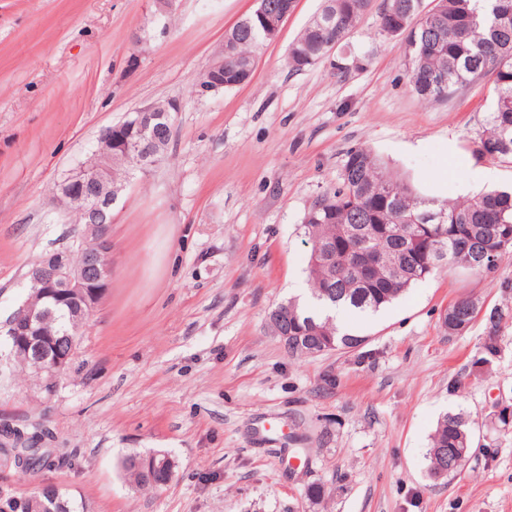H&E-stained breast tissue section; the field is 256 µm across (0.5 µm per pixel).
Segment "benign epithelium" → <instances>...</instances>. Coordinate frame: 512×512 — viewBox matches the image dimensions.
<instances>
[{"label": "benign epithelium", "instance_id": "1", "mask_svg": "<svg viewBox=\"0 0 512 512\" xmlns=\"http://www.w3.org/2000/svg\"><path fill=\"white\" fill-rule=\"evenodd\" d=\"M199 93L217 90L224 86V58L214 57L211 63L199 73L196 79ZM174 113L177 104L168 102L163 108L157 104L142 106L132 112L128 120L132 127L139 128L142 134L149 135L150 146L139 140L117 136L123 125L108 127L100 135L94 155L99 163H83L73 169L65 178L62 189L54 197L57 209L68 211L75 204H87L88 223L96 225L94 235H85L80 243L83 263L71 264L69 252L55 251L33 266L29 273L31 286L43 298H52L68 303L78 315L80 326H86L98 307L112 278V248L107 236L105 216L119 199L126 182L110 175L109 165L112 154L118 151L122 156L147 169L156 164L159 151L155 148L157 132L153 128L155 112ZM45 310L24 303L5 324V336L13 356H19L31 366L36 379L49 373L59 375L66 368L74 349H64L57 339L46 333L43 327Z\"/></svg>", "mask_w": 512, "mask_h": 512}]
</instances>
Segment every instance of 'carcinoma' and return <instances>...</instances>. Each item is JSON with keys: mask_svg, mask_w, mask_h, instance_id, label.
Instances as JSON below:
<instances>
[{"mask_svg": "<svg viewBox=\"0 0 512 512\" xmlns=\"http://www.w3.org/2000/svg\"><path fill=\"white\" fill-rule=\"evenodd\" d=\"M369 5L370 0H324L320 12L289 46L288 67L301 71L324 59L330 44L344 40ZM378 32L389 38L408 33L410 85L424 100L446 101L462 88L493 78L491 112L474 141L473 155L512 159V0H437L423 15L419 0H383ZM273 38L267 22L251 13L225 33L224 89L242 84L243 63ZM431 76L440 82H428ZM301 230L310 245L306 277L313 306L290 298L270 314L288 337V353L293 357L314 349L325 353L361 344L362 337L334 322L331 311L340 305L367 316L439 269L494 273L501 254L512 248V189L456 199L424 198L370 149L356 147L346 153L341 186L316 198ZM377 254L390 256L391 263H374ZM27 299L50 307L45 330L61 337L62 347L79 343L80 335L71 332L67 304L45 302L32 289ZM475 306L476 301L465 298L448 307L443 322L448 334L469 329ZM489 323L477 365L491 364L498 352L496 316H489ZM470 443L467 418L460 413L442 416L431 437V470L441 466V451L468 448ZM149 459L134 452L123 459L122 468L134 485L160 488L169 474L148 476L144 463ZM70 464L69 454L48 448L23 471Z\"/></svg>", "mask_w": 512, "mask_h": 512, "instance_id": "1", "label": "carcinoma"}]
</instances>
